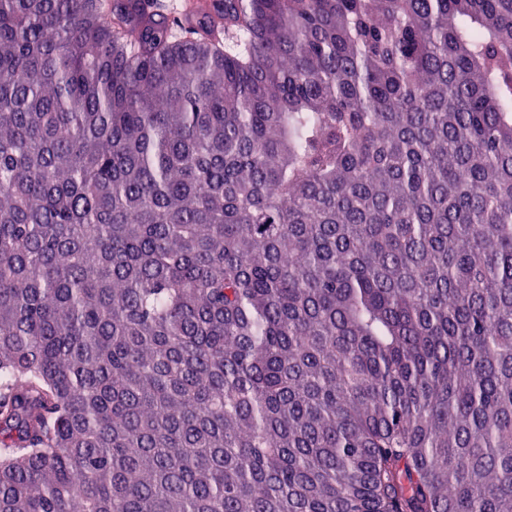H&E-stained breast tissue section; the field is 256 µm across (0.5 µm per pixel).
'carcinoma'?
Here are the masks:
<instances>
[{
	"label": "carcinoma",
	"mask_w": 512,
	"mask_h": 512,
	"mask_svg": "<svg viewBox=\"0 0 512 512\" xmlns=\"http://www.w3.org/2000/svg\"><path fill=\"white\" fill-rule=\"evenodd\" d=\"M0 512H512V0H0Z\"/></svg>",
	"instance_id": "obj_1"
}]
</instances>
